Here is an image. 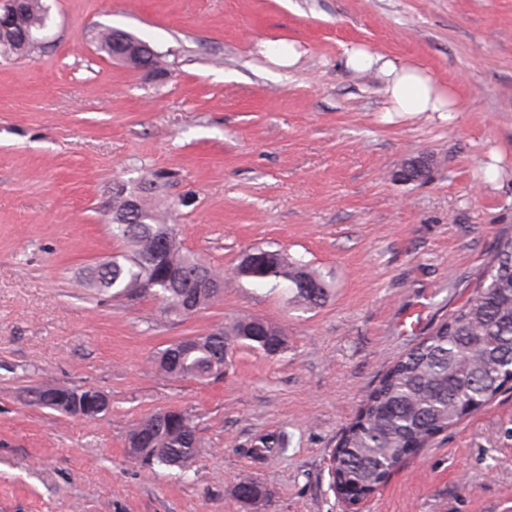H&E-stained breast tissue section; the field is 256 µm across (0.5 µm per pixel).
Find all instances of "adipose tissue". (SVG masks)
Instances as JSON below:
<instances>
[{
    "mask_svg": "<svg viewBox=\"0 0 512 512\" xmlns=\"http://www.w3.org/2000/svg\"><path fill=\"white\" fill-rule=\"evenodd\" d=\"M350 62L356 68L378 66L380 72L387 77L391 95L402 111H441V102L433 98L428 80L420 71L405 69L397 66L392 60L359 52L351 54Z\"/></svg>",
    "mask_w": 512,
    "mask_h": 512,
    "instance_id": "adipose-tissue-1",
    "label": "adipose tissue"
}]
</instances>
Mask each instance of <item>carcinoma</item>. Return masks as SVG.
Returning a JSON list of instances; mask_svg holds the SVG:
<instances>
[{"mask_svg":"<svg viewBox=\"0 0 512 512\" xmlns=\"http://www.w3.org/2000/svg\"><path fill=\"white\" fill-rule=\"evenodd\" d=\"M45 0H26L20 34L0 42V55L29 56L40 48V33L48 27ZM109 26L95 35L97 47L112 58L117 47ZM131 49L122 58L136 68L144 61L161 66L160 56L134 34L122 31ZM137 205L141 220L127 223ZM112 236L130 250L103 260L89 278L95 291L114 298L152 296L164 316H185L215 302L224 276L200 257L183 250L171 225L147 206L136 191L122 186L112 193ZM258 259L238 274L253 281L284 276L294 298L314 307L327 296L325 277L303 264L290 265L277 251L255 250ZM241 343L267 355L285 347L284 331L255 317H239L226 327L176 341L155 358L159 372L174 380H212L224 374L229 343ZM512 373V236L501 239L480 273L474 293L448 319L429 333V341L395 362L365 399L355 420L346 427L331 457L332 483L359 486L374 493L407 455L426 447L436 435L462 421L466 408L491 400ZM47 390L31 391L29 404L61 414L66 406L45 401ZM151 437L139 460L154 466L186 468L196 455L199 438L193 416L179 410L161 421L155 414L134 425L127 445ZM240 499L261 495V485L244 479L236 485Z\"/></svg>","mask_w":512,"mask_h":512,"instance_id":"cac0c4a2","label":"carcinoma"}]
</instances>
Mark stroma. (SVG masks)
Here are the masks:
<instances>
[{
    "instance_id": "obj_1",
    "label": "stroma",
    "mask_w": 512,
    "mask_h": 512,
    "mask_svg": "<svg viewBox=\"0 0 512 512\" xmlns=\"http://www.w3.org/2000/svg\"><path fill=\"white\" fill-rule=\"evenodd\" d=\"M47 2L49 44L0 57V512H345L328 471L344 429L512 236V0ZM102 26L148 42L161 70L99 51ZM351 48L423 71L446 111L397 110ZM412 160L427 175L397 180ZM157 179L183 247L224 274L222 298L183 319L86 286L125 248L113 187ZM256 248L320 271L326 302L239 278ZM241 315L284 328L286 350L237 347L219 381L157 374V352ZM58 384L98 389L108 412L28 405ZM174 409L195 417V459L142 467L128 429ZM243 478L265 498L238 500ZM358 512H512V389Z\"/></svg>"
}]
</instances>
